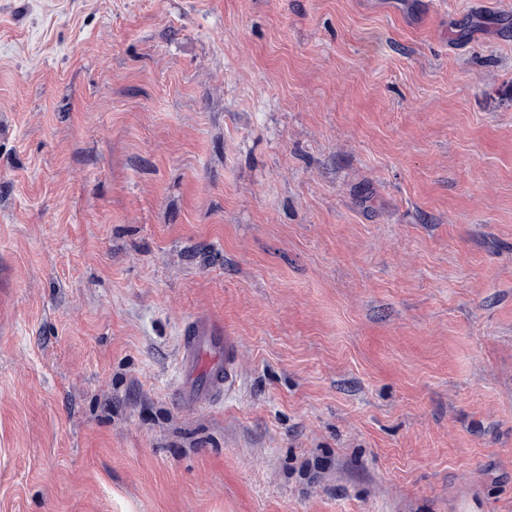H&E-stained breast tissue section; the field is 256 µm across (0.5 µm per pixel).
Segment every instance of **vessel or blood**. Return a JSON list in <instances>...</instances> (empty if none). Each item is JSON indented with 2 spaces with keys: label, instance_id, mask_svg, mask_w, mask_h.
I'll list each match as a JSON object with an SVG mask.
<instances>
[{
  "label": "vessel or blood",
  "instance_id": "b4317fda",
  "mask_svg": "<svg viewBox=\"0 0 512 512\" xmlns=\"http://www.w3.org/2000/svg\"><path fill=\"white\" fill-rule=\"evenodd\" d=\"M240 370L237 339L212 317H196L182 330L180 381L172 396L190 407L215 406L235 388Z\"/></svg>",
  "mask_w": 512,
  "mask_h": 512
}]
</instances>
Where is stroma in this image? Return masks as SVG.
I'll list each match as a JSON object with an SVG mask.
<instances>
[{
	"instance_id": "stroma-1",
	"label": "stroma",
	"mask_w": 512,
	"mask_h": 512,
	"mask_svg": "<svg viewBox=\"0 0 512 512\" xmlns=\"http://www.w3.org/2000/svg\"><path fill=\"white\" fill-rule=\"evenodd\" d=\"M0 512H512V0H0ZM175 401L190 407H213L229 395L240 377L241 353L235 336L210 316L184 324Z\"/></svg>"
}]
</instances>
